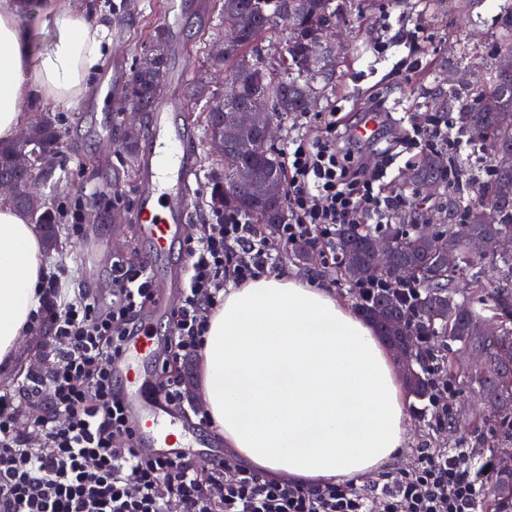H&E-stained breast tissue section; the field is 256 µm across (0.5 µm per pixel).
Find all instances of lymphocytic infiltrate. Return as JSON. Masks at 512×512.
Listing matches in <instances>:
<instances>
[{"instance_id":"lymphocytic-infiltrate-1","label":"lymphocytic infiltrate","mask_w":512,"mask_h":512,"mask_svg":"<svg viewBox=\"0 0 512 512\" xmlns=\"http://www.w3.org/2000/svg\"><path fill=\"white\" fill-rule=\"evenodd\" d=\"M354 124L328 113L315 138L289 140L284 152L288 219L273 236L248 218L225 214L218 231L185 240L187 279L174 319L170 349L159 373L166 398L183 405V380L174 359L199 354L208 313L224 290L272 273L276 244L318 241L335 263L336 229L370 220L387 223L401 197L385 195V170L368 172L354 151ZM112 300L100 307L89 294L61 301L47 281L40 317L51 320L59 349L49 377L26 376L15 394L0 395V512H478L483 487L444 448L421 449L417 466L390 476L379 489L327 482L306 487L242 467L211 464L201 476L188 457L162 460L135 448L115 451L116 438L134 429L112 380V363L139 333L153 300L144 263L112 260ZM45 403L37 428L47 445L27 447L14 428L16 396ZM65 421H57V414ZM137 493H129V484Z\"/></svg>"}]
</instances>
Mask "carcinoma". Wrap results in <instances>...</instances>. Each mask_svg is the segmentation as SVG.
<instances>
[{"label":"carcinoma","instance_id":"1","mask_svg":"<svg viewBox=\"0 0 512 512\" xmlns=\"http://www.w3.org/2000/svg\"><path fill=\"white\" fill-rule=\"evenodd\" d=\"M350 8L351 0H224V18L231 17L236 24V44L226 51L223 61H214L212 65L232 63L228 82L237 86L236 101L224 105V111L230 112L250 101L253 91L258 88L265 91L277 116L299 111L303 97L310 91L309 80L323 73L320 66L307 61L305 47L324 29L339 24ZM278 21L286 23L288 38L282 57L283 71L275 75L260 58H253L249 53ZM495 24L499 35L507 37L501 42V51H511L512 0H502ZM163 71V58L150 68L136 64L126 84L128 97L144 109L152 110L161 90L159 73ZM487 75V85L476 89L474 94L453 88L446 95L433 97L430 104L436 112L458 110L460 131L469 133L477 128L488 139L492 164L487 178L468 185V200L459 195L449 199V203L461 220L473 225L476 233L492 239L499 234H512V199H498L493 195V187L505 180L512 181V124L502 122L505 113L512 114V73H502L491 64L487 67ZM499 87L508 88V92L499 96L494 105H488L486 95ZM59 143L58 123L54 116L46 114L42 120L23 129L11 143H0V177L23 178L13 166L17 151L23 148L37 153L57 150ZM245 151V146L241 145L224 157L225 185H231L232 165ZM438 158L436 151L425 155L413 169V182L442 174ZM11 203L25 212L32 222L42 224L47 244L55 243L56 227L64 220V213L49 202L34 203L24 196L11 199ZM286 203L287 199L283 198L274 207L257 192L231 212L272 230L286 222ZM449 231L447 224L437 225L435 235L431 237L419 234L416 229L399 230L394 264L431 267L434 274L423 273L418 282L404 287L401 292L386 287L374 288L359 300V310L384 340H389L386 323L396 318L405 325L400 339L424 347L426 363L422 371L425 376L421 388L414 392L418 398L432 396L434 381L427 380V376L445 372L454 377L460 371L457 361L448 359L445 353L448 342H458L462 346L479 344L487 358V370L481 380L470 381V386L486 401L490 417L500 433L501 447L512 448V386L500 383L501 375L512 372V255L495 258L498 277L493 284L485 283L484 269L466 261V273L474 279V296L459 302L455 299V276L440 264L444 239ZM373 237L372 231H363L358 224H343L337 228V279L351 287L370 282L361 269L368 263V244ZM486 311L491 313L488 318L484 316ZM483 319L496 325V329L481 338L470 335L471 323ZM486 482L488 512H512V486L503 484L498 467L491 466Z\"/></svg>","mask_w":512,"mask_h":512}]
</instances>
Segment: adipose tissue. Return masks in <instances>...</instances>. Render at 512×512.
Segmentation results:
<instances>
[{"instance_id":"obj_1","label":"adipose tissue","mask_w":512,"mask_h":512,"mask_svg":"<svg viewBox=\"0 0 512 512\" xmlns=\"http://www.w3.org/2000/svg\"><path fill=\"white\" fill-rule=\"evenodd\" d=\"M56 34L39 54L0 0V142L15 139L31 90L71 105L103 59L93 0H43ZM41 231L0 197V374L15 366L48 271ZM238 463L273 479L315 485L364 481L408 442L406 394L386 343L333 290L284 274L227 288L208 317L198 385Z\"/></svg>"}]
</instances>
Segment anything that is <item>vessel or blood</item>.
Listing matches in <instances>:
<instances>
[{
    "instance_id": "1",
    "label": "vessel or blood",
    "mask_w": 512,
    "mask_h": 512,
    "mask_svg": "<svg viewBox=\"0 0 512 512\" xmlns=\"http://www.w3.org/2000/svg\"><path fill=\"white\" fill-rule=\"evenodd\" d=\"M189 0H172L163 24L173 45H180L178 19ZM193 119L179 94L168 92L157 99L144 160L139 174L135 224L149 244L153 261L146 268L151 280L161 270L155 262L182 240L181 227L193 215L189 187L197 168L192 149ZM174 306L158 296L148 308L142 331L114 362L112 371L120 383L125 400L138 403L142 417L136 429L145 452L162 458L178 456L180 448H195L202 443L200 429L171 421V405L165 403L160 387L157 358L161 341L159 325H171Z\"/></svg>"
}]
</instances>
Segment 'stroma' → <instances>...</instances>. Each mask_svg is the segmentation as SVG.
<instances>
[{
  "label": "stroma",
  "instance_id": "obj_1",
  "mask_svg": "<svg viewBox=\"0 0 512 512\" xmlns=\"http://www.w3.org/2000/svg\"><path fill=\"white\" fill-rule=\"evenodd\" d=\"M96 2V17L107 28V56L102 69L89 75L87 95L70 107L60 108L34 90L25 110L30 115L49 113L58 120L61 161L54 167L44 191L55 206L77 217L76 224L59 225L60 245L47 251L46 260L61 284L62 297L71 299L87 292L105 303L112 294L113 256L137 263L148 245L138 238L131 221L136 210L141 156L127 152L119 97L113 92L104 93L101 84L111 77L114 68L130 72L153 43L157 30L163 27L166 0ZM199 2V11L181 21L184 52H175L169 44L164 47L167 71L184 68L190 72L189 82L180 90L194 120L193 148L197 157V172L190 183L194 218L182 228L187 237L201 234L215 222L209 180L221 168L209 153L205 102L198 99L197 92L203 87L215 92L222 89L209 66V57L214 42L224 31L219 19L224 0ZM496 2L480 0L467 15L458 10L457 0H354L342 25V44L330 57L325 92L317 110L280 120L275 152H283L292 137L314 135L323 113L336 112L339 119L348 122L370 104H382L393 117L406 114L414 125L428 126L433 115L429 107L431 95L448 92L451 85L464 81L475 83L493 62L499 47L493 25ZM417 163L411 146L399 147L387 174L392 189L406 196L398 211L423 216L439 214L447 208L455 189L447 184L440 197L420 195L418 187L403 178ZM100 183L111 184V195L94 196L92 189ZM279 258V272L325 285L342 300L356 304L354 290L337 280L334 266L325 260L308 265L299 262L294 252L284 250ZM55 351L52 332L45 324L35 323L12 372L0 375V393L14 390L35 360L53 357ZM448 407L450 415L461 422L453 433L438 426L428 427V420L434 417L430 401L408 396L411 441L403 455L390 465V472L414 467L420 449L462 448L475 478H482L481 467L498 445V431L482 424L484 405L463 379H453Z\"/></svg>",
  "mask_w": 512,
  "mask_h": 512
}]
</instances>
